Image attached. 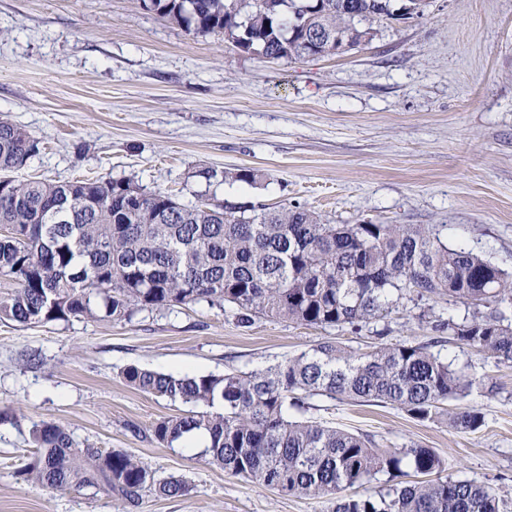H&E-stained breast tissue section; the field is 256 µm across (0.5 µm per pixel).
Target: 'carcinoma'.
<instances>
[{
    "label": "carcinoma",
    "instance_id": "obj_1",
    "mask_svg": "<svg viewBox=\"0 0 512 512\" xmlns=\"http://www.w3.org/2000/svg\"><path fill=\"white\" fill-rule=\"evenodd\" d=\"M148 0L146 6L186 31H219L240 51L242 32L269 59L331 56L363 40L352 15L372 23L398 19L395 0ZM39 141L0 119V171L24 166ZM0 276L13 283L0 296V320L24 326L71 317L129 321L140 312L205 303L228 306L238 323L260 316L317 327L357 325L385 317L402 300L448 298L472 312L439 319L436 332L512 365V275L463 246L450 247L429 224H327L294 206L270 210L245 202L192 205L146 192L129 180L0 183ZM440 343L380 345L356 354L322 342L265 369L222 375H174L128 366L136 389L193 407L161 418L138 435L174 447L203 431L205 461L287 495L328 497L333 512H499L492 487L440 476L443 460L429 448L381 451L363 435L288 418L304 395L379 401L420 421L448 417L475 431L481 412L448 413L474 381L432 351ZM36 451L18 479L52 490L93 489L139 506L143 493L174 497L179 477L158 479L122 450L79 447L53 422H32ZM426 476L404 482L407 470ZM378 484L362 496L354 486Z\"/></svg>",
    "mask_w": 512,
    "mask_h": 512
}]
</instances>
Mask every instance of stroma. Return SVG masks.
Instances as JSON below:
<instances>
[{"label": "stroma", "instance_id": "35a3bbf8", "mask_svg": "<svg viewBox=\"0 0 512 512\" xmlns=\"http://www.w3.org/2000/svg\"><path fill=\"white\" fill-rule=\"evenodd\" d=\"M422 16L373 23L341 55L268 60L219 34H193L138 0H0V118L40 142L17 180H130L182 203L207 196L300 206L331 224H434L512 273V0H423ZM250 167L253 185L234 181ZM214 170L218 179L202 178ZM408 302L385 318L314 328L261 317L250 326L200 304L129 322L75 317L25 327L0 321V512H125L91 489L50 491L16 478L32 422L65 425L79 444L123 450L157 477L188 484L144 495L135 512H331L324 498L284 495L167 447L134 427L187 405L127 385L129 366L173 374L250 372L331 341L365 352L425 343L438 312ZM442 358L478 380L449 411L484 425L461 432L377 402L307 397L290 417L435 451L452 478L493 487L512 512V366L453 342ZM43 364L23 366L25 354Z\"/></svg>", "mask_w": 512, "mask_h": 512}]
</instances>
